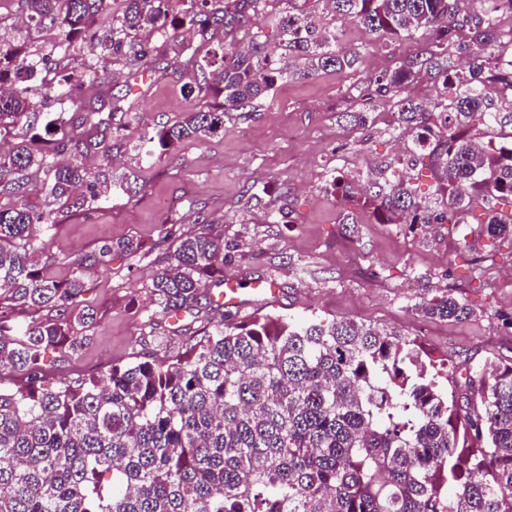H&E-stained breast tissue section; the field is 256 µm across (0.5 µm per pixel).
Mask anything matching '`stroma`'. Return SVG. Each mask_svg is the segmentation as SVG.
I'll list each match as a JSON object with an SVG mask.
<instances>
[{"label": "stroma", "instance_id": "stroma-1", "mask_svg": "<svg viewBox=\"0 0 512 512\" xmlns=\"http://www.w3.org/2000/svg\"><path fill=\"white\" fill-rule=\"evenodd\" d=\"M336 27L342 49L361 56L356 70L279 82L259 111L231 113L214 136L179 144L154 163L138 161L114 127L123 117L115 99L124 91L127 68L111 62L84 79L77 103L97 113L101 123L79 128L90 142L81 161L93 175L103 152H110L113 176L134 175L139 191L128 194L114 185L97 210L78 211L47 198L43 173L33 174L27 203L56 214L55 226L37 234L38 248L50 257L44 272L65 280L77 258L108 239L131 237L142 249L113 256L107 268L88 270L85 302L96 319L76 329L86 339L80 352L47 354V379L68 384L149 354L174 356L202 330L204 319L237 323L257 314L395 329L417 338L453 378L488 357L512 359V288L504 281L512 273V239L481 236L474 214L464 224H380L358 199L330 191L335 174L366 184L367 169L391 171L393 160L413 147L412 134L397 125L378 120L353 129L340 115L364 107L361 92L370 78L418 47L413 39L391 43L348 20ZM249 30L262 32L271 54L282 53L264 15L203 37L175 35L167 50L178 53L179 66L145 75L139 83L135 108L143 123L170 125L206 105V98L183 92L195 70L186 45L242 46ZM204 228L232 245L225 276L266 281L276 294L242 310L205 307L198 319L171 321L159 312L153 278L179 235ZM448 293L464 299L473 316L447 322L418 313L419 304Z\"/></svg>", "mask_w": 512, "mask_h": 512}]
</instances>
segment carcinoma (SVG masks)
Returning a JSON list of instances; mask_svg holds the SVG:
<instances>
[{"label":"carcinoma","mask_w":512,"mask_h":512,"mask_svg":"<svg viewBox=\"0 0 512 512\" xmlns=\"http://www.w3.org/2000/svg\"><path fill=\"white\" fill-rule=\"evenodd\" d=\"M282 42L294 64L266 52L259 31L248 48L219 42L193 53L199 78L185 95H211L204 110L138 139L152 159L174 145L203 142L232 112H256L278 81L351 69L360 55L336 45V18L396 42L421 33L423 46L370 81L367 96L396 99L405 127L432 135L430 147L397 160L427 169L434 190L419 196L410 180L380 174L363 194L380 224H464L483 209L482 234L512 237V156L476 148L463 135L481 124L512 128L489 93L512 84V30L497 9L512 0H323L318 12L295 0H10L27 26L0 13V82L38 76L30 89L0 93V140L24 122L30 139L0 151V186L22 197L30 175L72 207L97 208L87 182L77 126L65 112H38V100L72 99L68 62L84 55L81 76L121 61L137 73L161 64L155 44L183 28L242 22L275 2ZM56 24L63 39L47 53L35 36ZM441 82L434 105L402 96L423 76ZM448 122L431 130L434 114ZM353 127L373 123L364 107L345 114ZM44 125L45 135L36 133ZM88 183L89 195L71 199ZM56 216L23 202L0 206V367L27 384L0 387V512H512V360L467 370L450 396L441 369L416 339L353 321L256 316L218 323L181 355L114 365L101 379L57 384L43 376L51 350L77 352L94 314L82 307L83 270L141 243L107 240L74 261L58 282L39 268L33 225ZM224 236L182 234L153 279L165 317L195 315L224 284ZM57 310L19 322L5 310ZM429 319L462 321L472 308L452 294L423 302Z\"/></svg>","instance_id":"carcinoma-1"}]
</instances>
